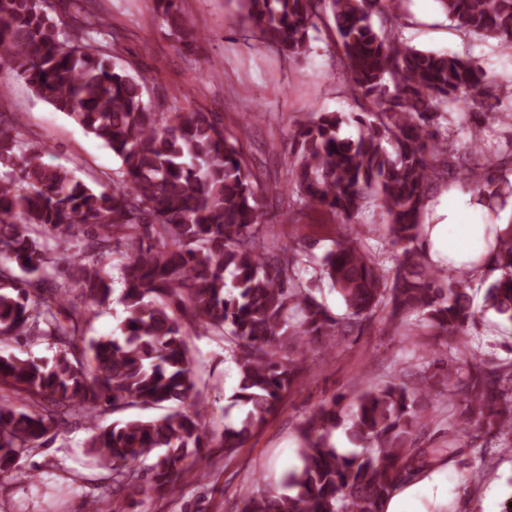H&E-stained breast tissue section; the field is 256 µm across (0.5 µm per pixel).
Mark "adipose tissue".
I'll return each mask as SVG.
<instances>
[{
	"label": "adipose tissue",
	"instance_id": "obj_1",
	"mask_svg": "<svg viewBox=\"0 0 512 512\" xmlns=\"http://www.w3.org/2000/svg\"><path fill=\"white\" fill-rule=\"evenodd\" d=\"M442 219L439 223L425 227L428 240L426 252L430 260L437 264H471L475 275H483L485 265L477 262L475 251L485 248L486 238L495 236L499 225L488 218L489 208L480 195H458L448 190L446 203L440 209ZM478 216V223L461 225L462 214Z\"/></svg>",
	"mask_w": 512,
	"mask_h": 512
}]
</instances>
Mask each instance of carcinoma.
<instances>
[{
    "label": "carcinoma",
    "mask_w": 512,
    "mask_h": 512,
    "mask_svg": "<svg viewBox=\"0 0 512 512\" xmlns=\"http://www.w3.org/2000/svg\"><path fill=\"white\" fill-rule=\"evenodd\" d=\"M465 36L512 48V0H439ZM0 0V69L66 114L120 161L90 187L45 162L47 148L23 138L21 121L0 113V342L43 340L52 362L0 354V477L32 479L20 460L54 438L71 417L87 420L89 465L107 471L86 509L174 497L190 471L207 478V449L234 457L308 371L312 345H337L376 319L423 316L436 335L470 343L477 320L471 270L424 258L423 220L434 186L454 173L500 199L512 170V138L484 150L473 115L509 93L485 80L469 57L418 49L401 37L403 0H238L240 24L281 55L306 58L320 27L335 34L336 62L360 102L357 138L341 136V112H308L285 150L288 178L261 184L240 140L213 112L154 110L144 78L112 61V24L91 5L58 0ZM178 50L202 39L182 0H156ZM470 137L455 146V132ZM288 195V214L320 209L336 222L333 247L319 259V279L339 294L338 320L313 295L300 244L264 223L262 201ZM376 206L386 216L394 265L355 228ZM125 256L116 336L88 337L92 318L112 304L111 279L97 264ZM487 261L500 276L486 306L512 324V225L497 232ZM224 344L237 369L228 406L236 424L217 434L202 424V362L189 338ZM418 384L400 378L339 396L305 418L300 465L282 478L285 493L246 490L238 512H385L404 485L431 467V456L457 449L414 447L438 396L458 400L485 435L512 448V368L474 356L459 367L435 350L423 355ZM159 408L154 418L107 426L105 413ZM345 429L353 448L332 438Z\"/></svg>",
    "instance_id": "cac0c4a2"
}]
</instances>
